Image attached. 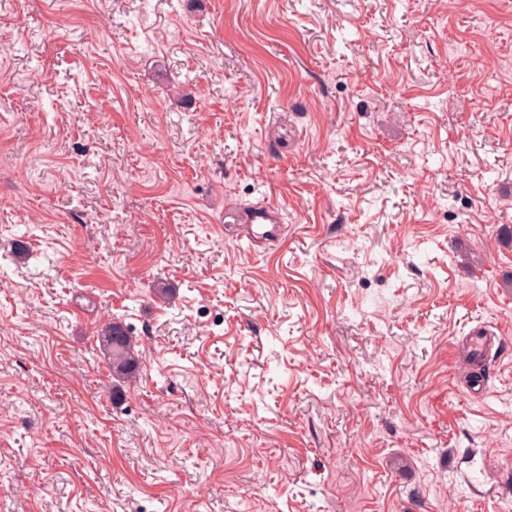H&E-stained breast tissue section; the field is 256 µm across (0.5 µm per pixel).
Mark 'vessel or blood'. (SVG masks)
<instances>
[{
    "label": "vessel or blood",
    "instance_id": "b4317fda",
    "mask_svg": "<svg viewBox=\"0 0 512 512\" xmlns=\"http://www.w3.org/2000/svg\"><path fill=\"white\" fill-rule=\"evenodd\" d=\"M224 222L233 225L236 235L247 238L256 248L263 250L282 239L286 232L284 212L268 201L227 209ZM499 341V336L494 333L481 327L475 328L466 341V356L473 361L487 358Z\"/></svg>",
    "mask_w": 512,
    "mask_h": 512
}]
</instances>
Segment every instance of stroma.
<instances>
[{
  "mask_svg": "<svg viewBox=\"0 0 512 512\" xmlns=\"http://www.w3.org/2000/svg\"><path fill=\"white\" fill-rule=\"evenodd\" d=\"M0 512H512V0H0ZM224 234L234 229L236 237H246L257 249H267L283 238L286 216L272 202H262L248 207L229 208L224 212ZM229 224H236L231 226ZM102 348L111 360L114 375L125 378L135 371L138 359L131 349L126 332L121 326L112 325V328L102 337ZM501 339L483 327L474 328L466 341V356L472 361L488 358L493 348L499 347Z\"/></svg>",
  "mask_w": 512,
  "mask_h": 512,
  "instance_id": "obj_1",
  "label": "stroma"
}]
</instances>
